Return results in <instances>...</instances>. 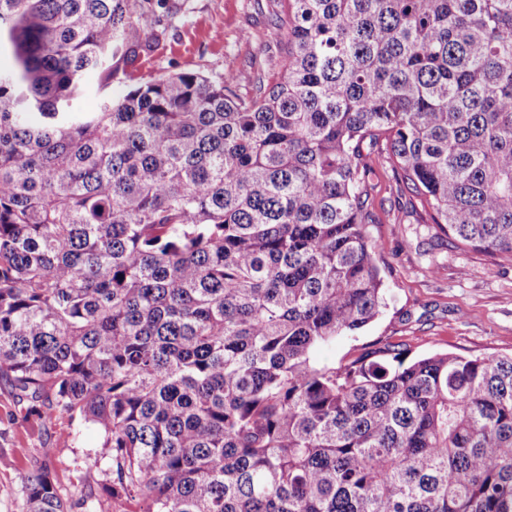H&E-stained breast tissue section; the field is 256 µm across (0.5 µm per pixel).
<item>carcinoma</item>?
Instances as JSON below:
<instances>
[{
  "label": "carcinoma",
  "mask_w": 512,
  "mask_h": 512,
  "mask_svg": "<svg viewBox=\"0 0 512 512\" xmlns=\"http://www.w3.org/2000/svg\"><path fill=\"white\" fill-rule=\"evenodd\" d=\"M166 0H0V377L141 512H512V356L313 353L386 306L371 154L512 261V0H283L281 75L112 83ZM92 93L94 112L75 103ZM26 512H69L48 470Z\"/></svg>",
  "instance_id": "1"
}]
</instances>
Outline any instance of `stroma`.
Returning <instances> with one entry per match:
<instances>
[{
	"instance_id": "stroma-1",
	"label": "stroma",
	"mask_w": 512,
	"mask_h": 512,
	"mask_svg": "<svg viewBox=\"0 0 512 512\" xmlns=\"http://www.w3.org/2000/svg\"><path fill=\"white\" fill-rule=\"evenodd\" d=\"M169 13L152 50L139 52L132 78L196 71L214 81L232 75L237 93L281 71L273 32L281 0H168ZM372 237L387 305L371 324L315 352L324 364L344 362L380 340L406 342L412 355H512V262L451 245L436 235L417 198L401 189L384 154L369 176ZM14 389L0 378V512H25L23 476L42 462L70 512H140L136 501L108 497L113 480L101 437L79 419L57 413L33 432ZM101 457L88 469L87 457Z\"/></svg>"
}]
</instances>
